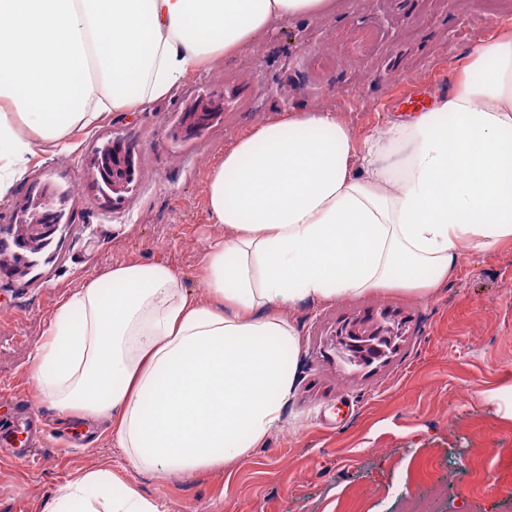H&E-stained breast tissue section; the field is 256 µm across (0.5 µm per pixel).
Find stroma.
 I'll return each instance as SVG.
<instances>
[{
  "instance_id": "1",
  "label": "stroma",
  "mask_w": 512,
  "mask_h": 512,
  "mask_svg": "<svg viewBox=\"0 0 512 512\" xmlns=\"http://www.w3.org/2000/svg\"><path fill=\"white\" fill-rule=\"evenodd\" d=\"M488 25L470 0H349L339 17L285 23L252 51L190 74L163 101L113 112L75 133L62 153L40 155L0 204V240L24 237L38 209L63 215L53 262L0 268V418L31 406L43 427L30 457L0 447V512H42L58 484L108 463L127 470L105 439H71V421L42 399L29 356L59 299L115 262L169 263L202 291L212 223L205 186L233 137L284 108L330 109L358 138L384 131L404 91L447 92L478 40L512 34V0ZM255 99L187 134L183 118L227 86ZM134 154L131 183L110 190L101 148ZM387 314L403 329L392 353L356 366L336 354L344 327ZM300 343L295 388L265 445L218 471L158 481L130 471L164 512H512V241L464 252L431 297L379 290L291 312ZM468 388L470 399L459 403Z\"/></svg>"
}]
</instances>
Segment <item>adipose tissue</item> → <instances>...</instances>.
I'll return each instance as SVG.
<instances>
[{
    "instance_id": "adipose-tissue-1",
    "label": "adipose tissue",
    "mask_w": 512,
    "mask_h": 512,
    "mask_svg": "<svg viewBox=\"0 0 512 512\" xmlns=\"http://www.w3.org/2000/svg\"><path fill=\"white\" fill-rule=\"evenodd\" d=\"M347 2L0 0V203L45 148ZM205 198L226 234L204 296L167 263H115L61 297L30 359L45 402L161 481L223 469L278 428L296 380L287 309L430 295L462 248L512 239V37L476 45L429 109L365 140L327 109L260 122L211 166ZM43 512L161 508L102 465Z\"/></svg>"
}]
</instances>
